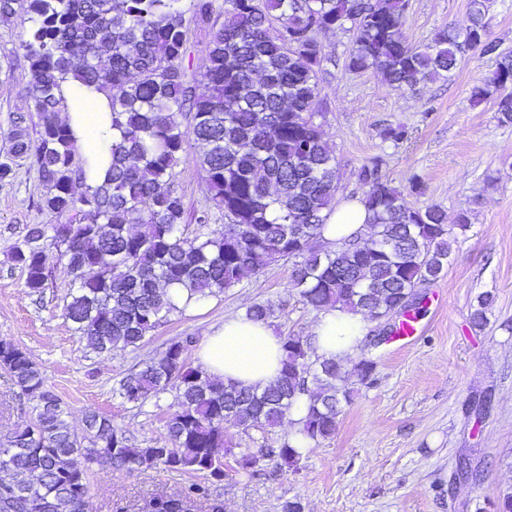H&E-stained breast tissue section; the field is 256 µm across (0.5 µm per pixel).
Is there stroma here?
<instances>
[{
  "label": "stroma",
  "mask_w": 512,
  "mask_h": 512,
  "mask_svg": "<svg viewBox=\"0 0 512 512\" xmlns=\"http://www.w3.org/2000/svg\"><path fill=\"white\" fill-rule=\"evenodd\" d=\"M468 7L469 0H408L404 34L412 45L428 44L442 26L466 23ZM28 31L25 15L0 19V162L10 153L12 116L30 111L21 48ZM318 39L326 55L322 132L338 162L336 204L363 198L358 173L378 160L410 205H436L452 217L465 210L471 224L450 235L445 274L420 289L423 336L403 350L380 347L372 381L354 384L333 438L313 448L299 471L266 462L260 478L232 472L211 485L209 499L187 507L281 512L285 501L297 499L304 512H499L512 496V124L499 122L493 101H471L494 61L476 51L450 79L398 91L375 71L347 68L350 33L323 31ZM398 125L407 141L381 140L383 128ZM414 181L420 194L408 191ZM171 187L188 210L207 202L193 160L176 168ZM45 192L23 162L0 183V339L22 347L45 370L73 426L93 409L138 446L164 444L173 392L134 406L115 393L123 377L186 337L194 340L187 361L195 363L203 332L255 303L274 305L272 325L280 336H309L320 318L291 292V262L279 261L170 314L136 350L95 352L63 316L71 289L64 261L51 258L43 292L31 295L8 259L28 225L57 223L40 207ZM487 293L493 302L478 328L471 314ZM483 399L489 405L477 411ZM32 406L0 370V445L30 421ZM463 462L483 471L482 484L459 477ZM197 480L161 467L130 474L103 460L89 477L90 512H147L153 498L181 494Z\"/></svg>",
  "instance_id": "1"
}]
</instances>
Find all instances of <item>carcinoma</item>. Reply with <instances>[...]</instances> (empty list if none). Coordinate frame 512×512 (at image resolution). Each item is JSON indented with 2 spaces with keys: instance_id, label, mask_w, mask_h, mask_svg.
Listing matches in <instances>:
<instances>
[{
  "instance_id": "cac0c4a2",
  "label": "carcinoma",
  "mask_w": 512,
  "mask_h": 512,
  "mask_svg": "<svg viewBox=\"0 0 512 512\" xmlns=\"http://www.w3.org/2000/svg\"><path fill=\"white\" fill-rule=\"evenodd\" d=\"M224 2L228 19L217 28L209 25L212 0H0V18L23 12L30 22L21 47L40 126L33 144L25 116H16L11 153L35 168L46 188L40 207L60 218L30 225L10 260L28 293L40 294L51 247L65 246L60 256L72 291L64 317L99 353L139 347L180 311L170 288L200 301L283 259L293 261L290 285L308 306L340 304L373 319L414 310L415 289L448 267L447 213L407 205L378 162L359 172L369 238L318 245L337 180L336 155L321 130L319 32L353 33L348 69H373L399 90L451 78L472 51L493 55L495 68L471 99L495 100L499 121L512 123V55L490 39L484 0H470L464 27L447 26L423 46L403 36L407 0ZM192 24L208 36L200 94L184 85L181 72ZM70 78L109 98L112 130L120 135L105 179L80 196L74 185L91 163L76 161L74 134L58 119ZM186 112L192 123L185 127ZM191 147L209 195L189 237L183 199L167 182ZM191 343H171L119 381L116 393L134 405L175 391L165 419L168 446L139 448L95 410L82 427L72 426L44 370L23 348L0 340V368L34 402L29 423L0 448L7 454L0 512H86L89 472L102 459L128 472L162 466L219 483L227 476L224 458L233 454L224 438L228 418L245 432L268 431L305 407L296 433L278 447L235 456L237 471L249 477L257 476L260 460L296 472L312 448L336 434L351 400L344 364L313 356L308 340L283 337L282 369L260 393L191 366ZM376 368L367 338L350 374L365 382ZM208 491L192 484L153 509L183 512L186 499Z\"/></svg>"
}]
</instances>
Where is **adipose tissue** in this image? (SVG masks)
Masks as SVG:
<instances>
[{
	"label": "adipose tissue",
	"instance_id": "ef3b65f1",
	"mask_svg": "<svg viewBox=\"0 0 512 512\" xmlns=\"http://www.w3.org/2000/svg\"><path fill=\"white\" fill-rule=\"evenodd\" d=\"M82 111H69L66 121L73 129L84 153L94 155L97 168L85 181L95 187L104 178L111 162L112 143L119 135L112 130V116L107 113L103 94L85 92ZM369 214L362 203L341 204L321 231L329 243L362 234ZM367 333L362 313L342 307L323 312L314 327L311 341L317 355L344 359L355 355ZM198 365L207 374L227 383L264 389L277 377L283 360L282 342L273 326L240 315L226 318L220 326L205 332L198 353Z\"/></svg>",
	"mask_w": 512,
	"mask_h": 512
}]
</instances>
